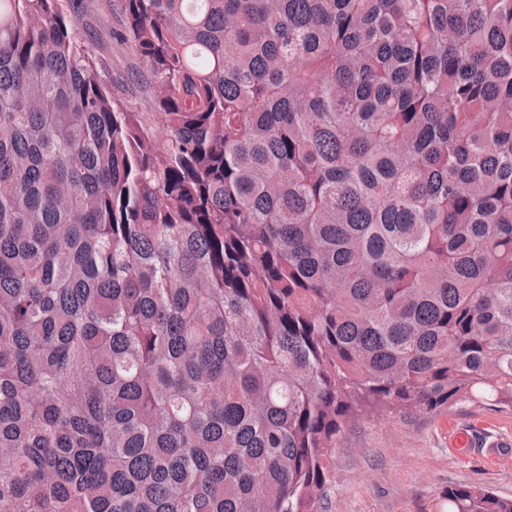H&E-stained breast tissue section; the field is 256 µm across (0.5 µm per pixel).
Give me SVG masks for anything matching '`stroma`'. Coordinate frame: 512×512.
<instances>
[{
    "instance_id": "obj_1",
    "label": "stroma",
    "mask_w": 512,
    "mask_h": 512,
    "mask_svg": "<svg viewBox=\"0 0 512 512\" xmlns=\"http://www.w3.org/2000/svg\"><path fill=\"white\" fill-rule=\"evenodd\" d=\"M79 33L94 55L115 101L136 112L154 109L150 77L130 41L108 36L120 29L109 0H82L73 9ZM141 72L130 82L128 72ZM480 426L478 447L458 454L448 446L455 429ZM321 512H445L449 489L479 484L512 497V412L460 402L433 415L373 410L343 433L331 460Z\"/></svg>"
}]
</instances>
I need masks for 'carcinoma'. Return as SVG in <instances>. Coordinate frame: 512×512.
Segmentation results:
<instances>
[{
  "label": "carcinoma",
  "instance_id": "carcinoma-1",
  "mask_svg": "<svg viewBox=\"0 0 512 512\" xmlns=\"http://www.w3.org/2000/svg\"><path fill=\"white\" fill-rule=\"evenodd\" d=\"M116 2L155 127L0 0V512H319L362 413L511 412L512 0Z\"/></svg>",
  "mask_w": 512,
  "mask_h": 512
}]
</instances>
